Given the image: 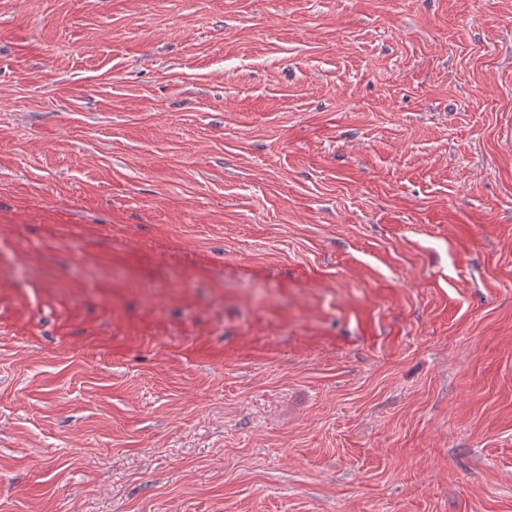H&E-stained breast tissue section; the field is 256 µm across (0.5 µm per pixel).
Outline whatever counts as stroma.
Instances as JSON below:
<instances>
[{"instance_id":"1","label":"stroma","mask_w":512,"mask_h":512,"mask_svg":"<svg viewBox=\"0 0 512 512\" xmlns=\"http://www.w3.org/2000/svg\"><path fill=\"white\" fill-rule=\"evenodd\" d=\"M0 512H512V0H0Z\"/></svg>"}]
</instances>
